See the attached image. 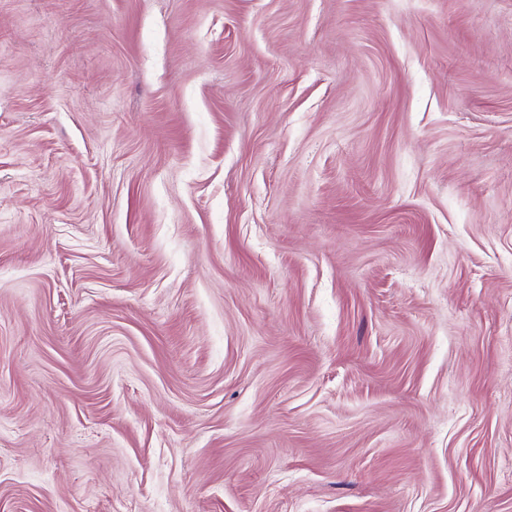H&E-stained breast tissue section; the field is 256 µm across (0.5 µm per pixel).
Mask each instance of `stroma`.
Masks as SVG:
<instances>
[{
    "instance_id": "1",
    "label": "stroma",
    "mask_w": 512,
    "mask_h": 512,
    "mask_svg": "<svg viewBox=\"0 0 512 512\" xmlns=\"http://www.w3.org/2000/svg\"><path fill=\"white\" fill-rule=\"evenodd\" d=\"M0 512H512V0H0Z\"/></svg>"
}]
</instances>
